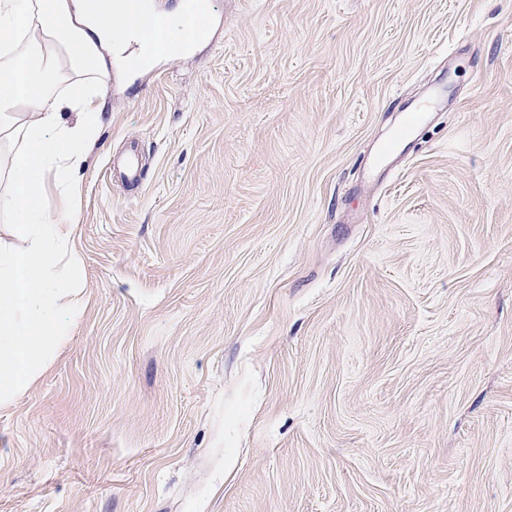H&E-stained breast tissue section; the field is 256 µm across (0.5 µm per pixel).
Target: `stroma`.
I'll list each match as a JSON object with an SVG mask.
<instances>
[{
    "mask_svg": "<svg viewBox=\"0 0 512 512\" xmlns=\"http://www.w3.org/2000/svg\"><path fill=\"white\" fill-rule=\"evenodd\" d=\"M209 2L104 90L0 512H512V0ZM112 170L128 183H136L140 178V159L136 150L129 151L121 160H112Z\"/></svg>",
    "mask_w": 512,
    "mask_h": 512,
    "instance_id": "35a3bbf8",
    "label": "stroma"
}]
</instances>
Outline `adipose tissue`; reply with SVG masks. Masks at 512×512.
Returning a JSON list of instances; mask_svg holds the SVG:
<instances>
[{
	"instance_id": "ef3b65f1",
	"label": "adipose tissue",
	"mask_w": 512,
	"mask_h": 512,
	"mask_svg": "<svg viewBox=\"0 0 512 512\" xmlns=\"http://www.w3.org/2000/svg\"><path fill=\"white\" fill-rule=\"evenodd\" d=\"M190 37L185 10L131 20L122 0H0V210L15 245H0V405L27 393L85 307L74 216L98 137L112 57L156 34ZM60 205H41L49 175Z\"/></svg>"
}]
</instances>
